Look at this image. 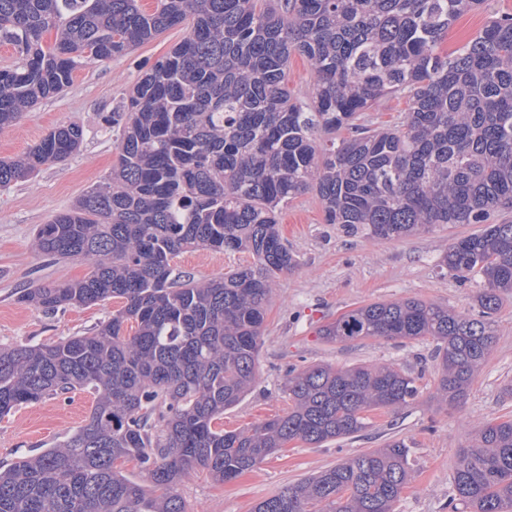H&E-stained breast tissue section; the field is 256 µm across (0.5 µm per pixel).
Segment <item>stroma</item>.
Segmentation results:
<instances>
[{
  "instance_id": "stroma-1",
  "label": "stroma",
  "mask_w": 512,
  "mask_h": 512,
  "mask_svg": "<svg viewBox=\"0 0 512 512\" xmlns=\"http://www.w3.org/2000/svg\"><path fill=\"white\" fill-rule=\"evenodd\" d=\"M502 13H512V0H484L481 9L453 24L442 50L470 41L490 17ZM186 33L185 27H176L122 57L83 65L61 95L43 100L0 129V159L24 155L58 126L74 122L84 129L80 149L65 161L45 165L32 177L0 190V345L49 344L87 335L121 308V300L113 299L51 314L19 302L18 294L36 284L78 280L88 272L84 261L41 255L34 247L35 230L109 174L117 158L109 116L138 77ZM279 224L299 265L273 282L256 382L237 406L225 411V429H242L285 414L290 405L285 383L292 367L395 364L419 374L420 393L399 413L371 412L370 425L359 437L318 447L290 443L233 482H214L199 469L186 472L178 491L188 512H253L258 502L287 485L395 438L409 445L416 469L397 512H448L458 449L471 445L485 420L512 416V295L502 297L493 323L496 344L466 396L448 405L433 395L440 366L432 340L379 338L336 344L324 342L318 330L354 308L383 300L416 298L451 310H472L481 279L456 278L442 268L441 260L454 239L481 232V225L440 224L394 240L350 236L339 225L325 222L312 191L288 203ZM252 262L246 252L203 249L183 251L173 260L199 282ZM93 404L92 394L77 391L12 411L0 419V466L64 440L84 423Z\"/></svg>"
}]
</instances>
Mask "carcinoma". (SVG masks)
Wrapping results in <instances>:
<instances>
[{
    "mask_svg": "<svg viewBox=\"0 0 512 512\" xmlns=\"http://www.w3.org/2000/svg\"><path fill=\"white\" fill-rule=\"evenodd\" d=\"M483 0H0V128L65 91L74 71L178 26L184 39L112 112L117 163L68 210L39 225L41 253L88 260L74 281L25 288L44 312L124 306L85 336L0 347V418L76 390L95 394L84 424L53 448L0 467V512H187L181 476L229 483L293 441L320 446L395 413L419 394L393 365L288 372L290 406L247 429L219 426L250 391L274 279L298 266L277 213L314 190L325 222L393 240L436 224H483L442 266L480 276L477 313L419 299L379 301L319 330L328 343L431 338L436 394L460 400L493 349L512 294V14L448 53L457 18ZM305 96L288 90L293 55ZM392 127L359 122L387 96ZM75 125L0 160V189L75 153ZM189 248L248 252L254 265L198 282L172 265ZM135 324L125 334L124 325ZM135 463L141 484L124 473ZM412 478L394 439L285 487L254 512H396ZM512 512V418L493 417L458 455L450 512ZM288 89L296 94H305L311 88L313 78L307 61L298 55L291 57L287 71Z\"/></svg>",
    "mask_w": 512,
    "mask_h": 512,
    "instance_id": "obj_1",
    "label": "carcinoma"
}]
</instances>
